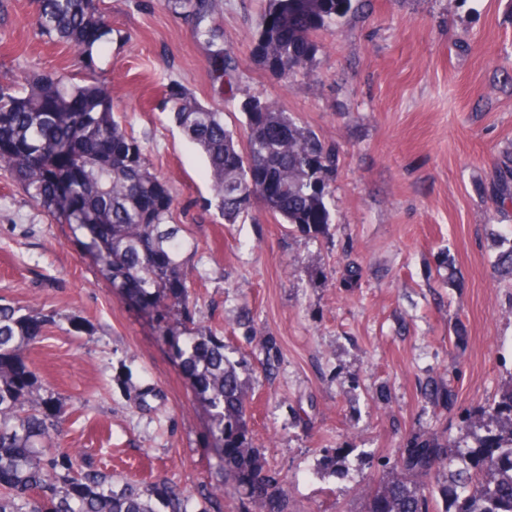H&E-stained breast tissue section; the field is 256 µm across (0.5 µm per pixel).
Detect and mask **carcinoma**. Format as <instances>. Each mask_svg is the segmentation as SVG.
Wrapping results in <instances>:
<instances>
[{
	"label": "carcinoma",
	"instance_id": "1",
	"mask_svg": "<svg viewBox=\"0 0 512 512\" xmlns=\"http://www.w3.org/2000/svg\"><path fill=\"white\" fill-rule=\"evenodd\" d=\"M40 35L70 45L85 68L110 41L97 0H37ZM190 23L191 37L213 61L212 81L225 98L239 93L238 65L224 47L215 0H165ZM353 0H265L253 59L278 80L310 72L313 35L346 17ZM165 107L204 154L224 221L235 224L259 204L269 214L311 235L332 223L330 174L336 155L298 126L269 98L239 101L243 132L222 109L199 102L178 83L168 85ZM112 140V152L97 140ZM75 164L81 180L61 185L56 165ZM0 169L60 222L74 225L84 247L120 290L154 309L170 334L167 315L181 309L185 337L173 343L175 360L191 375L211 418L215 451L224 461L225 488L238 491L258 512H289L276 475L265 471L250 438L246 390L238 363L224 352V337L193 325L188 255L192 243L173 222L174 196L151 171L138 139L114 115L112 96L96 81L75 83L37 72L22 84L0 83ZM48 316L0 303V512H186L173 490L126 481L52 448L61 404L45 393L25 351ZM433 404L454 399L451 386L429 385ZM462 437L449 445L426 438L405 449L365 499L364 512H512V385L499 399L462 416Z\"/></svg>",
	"mask_w": 512,
	"mask_h": 512
}]
</instances>
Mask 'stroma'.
I'll return each mask as SVG.
<instances>
[{"instance_id": "stroma-1", "label": "stroma", "mask_w": 512, "mask_h": 512, "mask_svg": "<svg viewBox=\"0 0 512 512\" xmlns=\"http://www.w3.org/2000/svg\"><path fill=\"white\" fill-rule=\"evenodd\" d=\"M0 20V82L45 70L86 74L42 38L32 0ZM243 93L276 100L335 148L332 222L305 235L262 209L225 223L203 156L164 111L177 82L214 92L206 47L164 0H103L112 40L95 77L116 118L173 188L195 321L240 361L250 436L291 512H360L365 493L414 437L457 439L466 410L512 381V0H355L319 30L311 75L278 82L252 60L264 0H219ZM0 298L51 318L27 358L66 415L57 440L116 483L177 488L189 512H255L225 493L210 417L143 310L121 299L70 225L0 171ZM153 385L150 409L124 376ZM451 384L453 406L423 396ZM346 459L335 470V456Z\"/></svg>"}]
</instances>
